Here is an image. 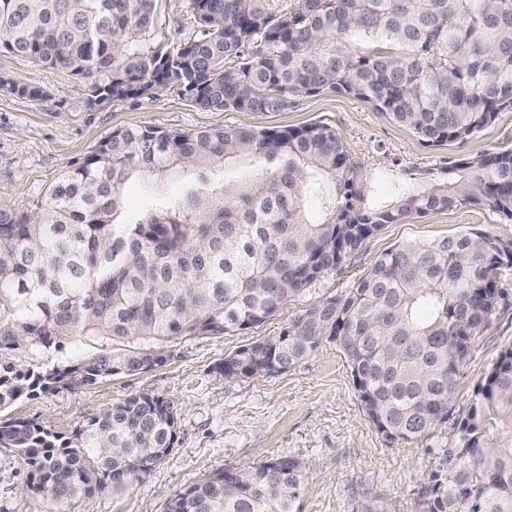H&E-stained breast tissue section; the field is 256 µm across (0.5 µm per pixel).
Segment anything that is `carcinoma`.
Segmentation results:
<instances>
[{"mask_svg": "<svg viewBox=\"0 0 512 512\" xmlns=\"http://www.w3.org/2000/svg\"><path fill=\"white\" fill-rule=\"evenodd\" d=\"M159 0H0V52L87 81L95 106L163 89L213 111L270 112L299 95L362 100L426 146L465 141L512 106V0H187L196 34L161 35ZM356 165L325 124L112 132L37 211L0 206V352H87L40 372L0 364V409L163 364L177 341L246 330L340 267L383 224L461 204L512 219V148L455 162L429 188L394 185L361 206ZM155 180L143 212L119 189ZM183 177L177 196L160 182ZM322 219H308L306 203ZM512 268V242L475 230L385 252L343 295L215 364L228 380L282 373L324 343L346 358L361 405L389 441L448 419L458 376ZM416 512H512V343L501 347ZM173 404L131 394L70 436L0 420L24 490L62 512L126 493L169 456ZM305 463L220 469L166 512H297ZM150 177L140 176L128 179L121 188V196L128 215H136L143 207L144 196Z\"/></svg>", "mask_w": 512, "mask_h": 512, "instance_id": "obj_1", "label": "carcinoma"}]
</instances>
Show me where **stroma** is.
I'll return each mask as SVG.
<instances>
[{"instance_id":"stroma-1","label":"stroma","mask_w":512,"mask_h":512,"mask_svg":"<svg viewBox=\"0 0 512 512\" xmlns=\"http://www.w3.org/2000/svg\"><path fill=\"white\" fill-rule=\"evenodd\" d=\"M0 78L41 91L32 98L0 87V203L23 211L36 209L65 172L123 128L192 133L322 123L336 131L357 163L356 187L367 207L389 202L395 183L416 189L457 160L512 147V109L466 142L432 147L370 104L330 93L296 97L278 112L206 111L174 91L90 107L83 80L7 53L0 54ZM469 229L512 242V220L487 206L461 205L383 225L340 268L261 324L183 339L168 361L153 369L19 400L0 416L69 435L92 413L134 393L152 392L173 403L177 440L167 460L125 495L84 498L64 512H165L177 493L218 469L244 470L284 456L306 465L299 512H376L381 505L391 512H414L441 449L453 446L478 384L501 346L512 342V269L502 276L499 303L472 343L447 420L408 441H389L377 430L335 344L322 345L278 375L228 380L214 366L239 346L278 334L324 297L343 293L389 249ZM25 475L22 459L0 448V512H47L42 500L23 492Z\"/></svg>"}]
</instances>
